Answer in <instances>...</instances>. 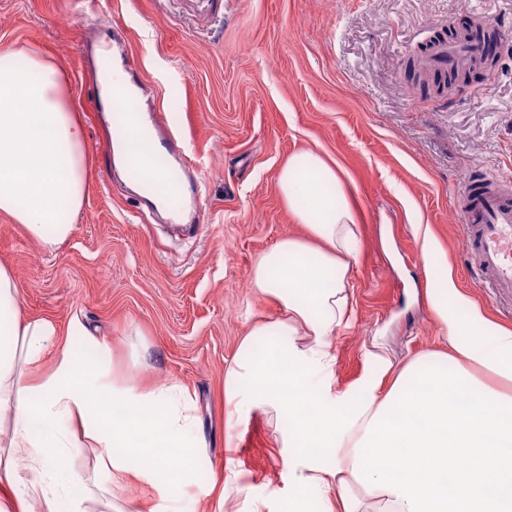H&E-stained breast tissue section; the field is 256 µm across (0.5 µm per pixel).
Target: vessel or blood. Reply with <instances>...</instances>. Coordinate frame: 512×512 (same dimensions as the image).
I'll return each mask as SVG.
<instances>
[{
    "instance_id": "b4317fda",
    "label": "vessel or blood",
    "mask_w": 512,
    "mask_h": 512,
    "mask_svg": "<svg viewBox=\"0 0 512 512\" xmlns=\"http://www.w3.org/2000/svg\"><path fill=\"white\" fill-rule=\"evenodd\" d=\"M486 40H441L425 59L430 71H446L464 58L485 53ZM153 151L144 163L159 168L171 190H188L200 200L204 183L190 166L182 133L172 128L163 112L149 114ZM465 226L464 251L484 288L494 297L512 298V181L491 177L468 180L457 198Z\"/></svg>"
}]
</instances>
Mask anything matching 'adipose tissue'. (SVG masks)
Wrapping results in <instances>:
<instances>
[{"label":"adipose tissue","mask_w":512,"mask_h":512,"mask_svg":"<svg viewBox=\"0 0 512 512\" xmlns=\"http://www.w3.org/2000/svg\"><path fill=\"white\" fill-rule=\"evenodd\" d=\"M87 145L70 104L62 66L41 51L0 49V212L45 249L74 230L88 193ZM284 203L304 228L282 238L255 262L250 287L284 312L253 324L227 370L230 419L253 410L288 422L278 440L292 492L280 512H512V395L480 380L488 373L512 384V329L487 317L455 285L428 226H418L422 260L439 286L430 297L446 332L447 354L402 367L368 352L370 372L354 387H336L328 342L348 326L351 264L358 227L335 166L314 153L289 157L278 175ZM22 295L0 265V496L15 512H86L92 490L104 512H136L109 493L127 474L173 500L196 478L207 441L195 399L171 384L140 390L111 380L97 361L105 348L80 322L66 333L21 313ZM95 349L78 357L72 337ZM51 371H42L47 356ZM397 377L388 392L380 379ZM98 450L95 488L72 467L82 451L74 424ZM27 476H20V469Z\"/></svg>","instance_id":"1"}]
</instances>
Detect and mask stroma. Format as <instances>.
<instances>
[{
  "label": "stroma",
  "instance_id": "1",
  "mask_svg": "<svg viewBox=\"0 0 512 512\" xmlns=\"http://www.w3.org/2000/svg\"><path fill=\"white\" fill-rule=\"evenodd\" d=\"M0 0V48L33 47L58 60L86 130L88 195L72 235L45 250L0 212V264L11 269L30 319L66 332L84 323L109 349L116 380L146 390L179 384L195 394L208 441L198 462L209 498L182 491L181 512H244L255 496L284 498L275 420L259 412L228 429L224 375L253 320L280 309L250 292L255 260L303 227L278 173L312 151L337 165L361 226L352 262L350 327L330 342L336 386L369 370L367 351L394 363L444 350L422 262L429 225L458 288L512 326V300L481 288L464 260L454 202L469 176L512 178V44L487 78L438 95L407 76L434 36L491 19L512 29V0ZM120 30L151 99L184 134L205 176L181 221L138 204L113 165L95 69L97 49ZM238 494L222 499L224 459Z\"/></svg>",
  "mask_w": 512,
  "mask_h": 512
}]
</instances>
